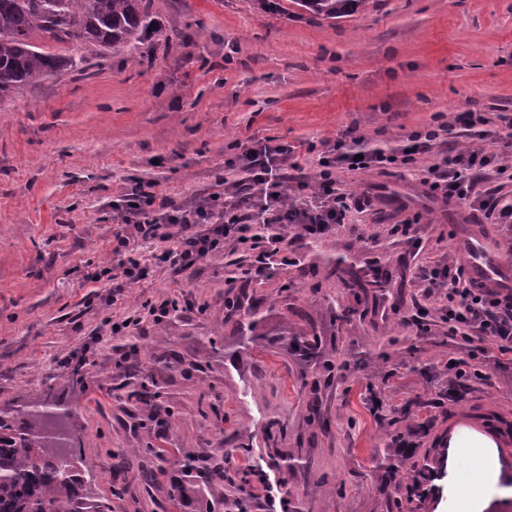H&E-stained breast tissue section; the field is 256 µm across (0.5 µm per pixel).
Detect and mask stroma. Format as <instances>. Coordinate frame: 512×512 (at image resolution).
Segmentation results:
<instances>
[{
  "instance_id": "35a3bbf8",
  "label": "stroma",
  "mask_w": 512,
  "mask_h": 512,
  "mask_svg": "<svg viewBox=\"0 0 512 512\" xmlns=\"http://www.w3.org/2000/svg\"><path fill=\"white\" fill-rule=\"evenodd\" d=\"M158 25L151 58L132 45L100 51L81 40L46 42L70 67L0 94V406L17 407L50 391L77 412L75 449L91 488L113 512H163L180 473L168 465L153 480L118 467L114 452L152 443L195 456L226 453L236 474L261 468L255 512H279L281 497L303 512H436L434 483L407 498L386 468L404 460L394 434L413 442L410 456L447 461L449 417L475 408L512 420V362L485 358L478 340L452 336L443 297L427 294L419 267L467 263L473 231L495 251L512 253V180L478 181L493 198L488 215L433 197L425 183L434 156L410 165L339 170L342 189L369 206H350L344 223L316 240L282 245L270 276L243 271L250 257L234 243L197 269L174 273L161 262L164 243L136 241L147 279L109 302L92 279L111 266L122 231L113 207L136 183L192 202L220 192L238 144L265 138L295 148V177L312 179L326 142L348 130L371 144L397 147L430 124L453 122L458 147L481 148L512 165V150L477 139L456 116L472 109L512 114V0H364L353 12L322 20L293 0H152ZM345 255L346 271L330 257ZM378 287L352 296L348 270ZM244 295L266 329L288 325L317 333L327 355L350 366L324 386L321 370L300 369L278 345L238 354L240 320L224 301ZM177 300L162 323L135 337L116 336L110 321L143 302ZM353 309L346 320L335 313ZM431 315L417 327L420 308ZM178 411L173 428L131 429L112 389L129 362L131 342ZM225 347L215 355L214 344ZM466 362L462 396H448V363ZM223 399L217 426L208 397ZM315 403L322 424L309 423ZM397 426H390V419ZM430 418L429 436L414 422ZM288 427L290 469L266 466V428ZM250 438L251 460L235 446Z\"/></svg>"
}]
</instances>
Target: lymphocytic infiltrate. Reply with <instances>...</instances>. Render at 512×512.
<instances>
[{
	"label": "lymphocytic infiltrate",
	"instance_id": "lymphocytic-infiltrate-1",
	"mask_svg": "<svg viewBox=\"0 0 512 512\" xmlns=\"http://www.w3.org/2000/svg\"><path fill=\"white\" fill-rule=\"evenodd\" d=\"M447 133V126L441 125L411 135L408 145L400 149L365 152L362 137L345 132L319 157L316 185L298 181V195L293 199L288 198L283 183L295 149L269 140L241 147L236 160L229 162V169L243 173L242 179L234 181L231 196L209 194L190 210L172 199L157 197L153 183H137L117 208L125 231L115 236L113 267L103 268L102 273L111 280L112 294L117 297L149 275L134 255L136 240L167 243L163 260L180 272L194 269L230 240L254 253L251 270L255 275H266L270 257L288 234L306 240L343 223L348 196L338 184L336 170L413 163L430 153ZM491 166L500 175L508 171L507 165H492L482 151L452 148L440 163L429 167L427 182L444 199L461 202L471 198L477 174ZM418 277L428 289L444 295L450 334L475 336L499 353H512V291L475 285L461 265L423 266Z\"/></svg>",
	"mask_w": 512,
	"mask_h": 512
}]
</instances>
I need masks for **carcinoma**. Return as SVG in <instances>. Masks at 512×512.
Returning a JSON list of instances; mask_svg holds the SVG:
<instances>
[{
  "mask_svg": "<svg viewBox=\"0 0 512 512\" xmlns=\"http://www.w3.org/2000/svg\"><path fill=\"white\" fill-rule=\"evenodd\" d=\"M361 0H295L298 6L324 20H336L353 10ZM151 0H0V93L53 74L68 64L31 43V35L55 42L84 40L92 45L119 51L141 43L154 28ZM237 346L241 350L259 345L266 338L262 316L255 309ZM282 348L303 351L317 368L327 372L325 382L335 379V364L321 352V338L288 331L280 333ZM125 371L140 376L134 385L124 384L122 397L129 403L150 409L149 420L172 424L176 412L162 400V386L150 373L139 372L133 364ZM75 413L60 401L46 396L21 409L0 408V512H112L106 499L90 489L91 474L76 465L63 449L80 444L74 431ZM278 433L268 432L267 465L288 467V452L279 447L286 430L280 422ZM160 463L173 462L181 477L173 482L169 501L183 512H253L254 497L248 489L253 468L236 479L222 463L200 464L201 458L155 451L152 443L143 448H124L116 453L123 463L141 465L144 456ZM390 477L404 471L396 488L406 486L412 496L419 488L414 467L406 463L389 465ZM224 492L214 498V490Z\"/></svg>",
  "mask_w": 512,
  "mask_h": 512,
  "instance_id": "obj_1",
  "label": "carcinoma"
}]
</instances>
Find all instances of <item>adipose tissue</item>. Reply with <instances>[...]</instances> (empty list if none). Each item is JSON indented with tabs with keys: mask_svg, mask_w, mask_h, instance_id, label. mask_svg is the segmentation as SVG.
Here are the masks:
<instances>
[{
	"mask_svg": "<svg viewBox=\"0 0 512 512\" xmlns=\"http://www.w3.org/2000/svg\"><path fill=\"white\" fill-rule=\"evenodd\" d=\"M470 440V446L448 451L445 471L438 479L443 490L436 512H496L500 502L512 498V472L502 463L494 442L477 433ZM463 457L476 473L469 485L461 477Z\"/></svg>",
	"mask_w": 512,
	"mask_h": 512,
	"instance_id": "obj_1",
	"label": "adipose tissue"
}]
</instances>
